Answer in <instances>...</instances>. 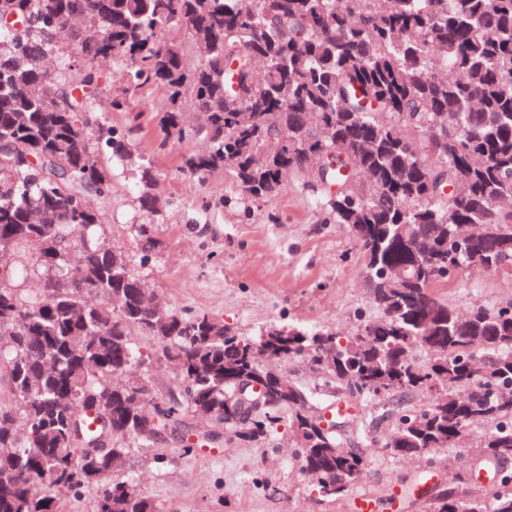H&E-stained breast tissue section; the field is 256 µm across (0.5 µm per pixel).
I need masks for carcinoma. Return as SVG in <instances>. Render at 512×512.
Listing matches in <instances>:
<instances>
[{
	"label": "carcinoma",
	"instance_id": "obj_1",
	"mask_svg": "<svg viewBox=\"0 0 512 512\" xmlns=\"http://www.w3.org/2000/svg\"><path fill=\"white\" fill-rule=\"evenodd\" d=\"M8 14L30 26L0 27V512H58L59 490L93 485L89 512H159L113 473L165 412L225 416L243 377L265 380L271 408L240 440L267 439L288 412L301 473L345 495L370 449L347 447L356 416L319 432L310 392L272 375L269 361L298 357L338 403L431 393L376 421L394 417L390 455L466 453L424 512H512V303L461 312L435 292L471 266L512 269V240L468 234L512 229V0H0ZM63 30L83 66L40 69ZM108 59L125 87L102 100ZM156 88L163 139L203 144L183 154L186 174L222 173L251 201L289 179L315 193L357 242L377 317L350 336L248 337L153 304L102 240L112 171L92 144L135 167L139 207L157 213L153 166L102 116ZM160 247L139 225L140 265ZM21 257L41 293L11 284ZM152 357L180 383L160 401ZM104 431L110 448L88 455ZM483 470L491 482L469 491Z\"/></svg>",
	"mask_w": 512,
	"mask_h": 512
}]
</instances>
